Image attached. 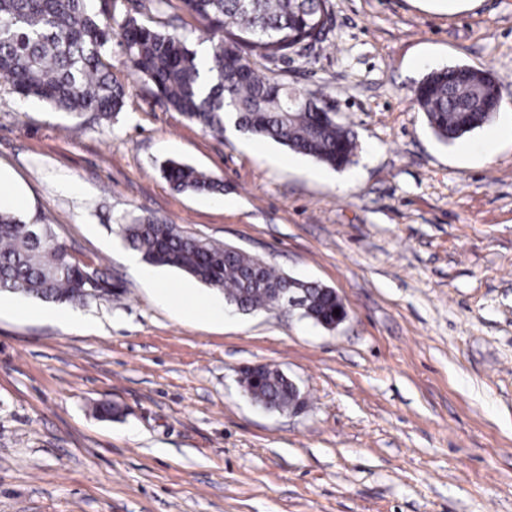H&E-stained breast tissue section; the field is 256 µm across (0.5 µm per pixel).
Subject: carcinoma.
<instances>
[{
  "label": "carcinoma",
  "instance_id": "cac0c4a2",
  "mask_svg": "<svg viewBox=\"0 0 512 512\" xmlns=\"http://www.w3.org/2000/svg\"><path fill=\"white\" fill-rule=\"evenodd\" d=\"M0 0V78L25 100L65 112L109 119L126 105L125 86L112 74L107 45L120 39L127 67L167 110L183 114L224 137L226 126L269 139L333 169L352 161L353 130L326 97L295 87L301 105H288V83L257 62L301 55L324 41L331 0H147L142 8L167 17L165 28L130 11L115 14L117 0ZM187 14L209 33L201 57L179 31ZM497 80L488 71L454 65L425 75L414 104L435 137L453 142L491 122ZM161 172L176 192L222 193L224 181L188 164L167 160ZM117 228L124 241L154 266L184 272L224 292V303L243 313L282 308L303 297L301 317L336 328L334 310L345 312L336 291L316 281L278 273L262 258L235 247L185 234L175 224L134 219ZM88 268L59 240L50 224H27L0 210V293L43 302L85 305L119 298L122 290L104 272L89 287ZM240 382L258 405L287 411L306 405L278 369L242 371Z\"/></svg>",
  "mask_w": 512,
  "mask_h": 512
}]
</instances>
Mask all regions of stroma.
<instances>
[{
	"mask_svg": "<svg viewBox=\"0 0 512 512\" xmlns=\"http://www.w3.org/2000/svg\"><path fill=\"white\" fill-rule=\"evenodd\" d=\"M326 40L269 63L330 98L356 133L341 170L156 104L112 42L127 86L109 120L0 88V172L29 224L52 225L125 294L81 307L0 295V512H512V138L440 142L413 92L466 64L504 88L512 0H331ZM471 154H464V147ZM173 158L224 191H173ZM133 217L257 255L336 290L333 330L276 309L185 316L184 273L139 274L111 233ZM300 388L289 416L253 404L242 370ZM103 400L117 418L100 417Z\"/></svg>",
	"mask_w": 512,
	"mask_h": 512,
	"instance_id": "1",
	"label": "stroma"
}]
</instances>
